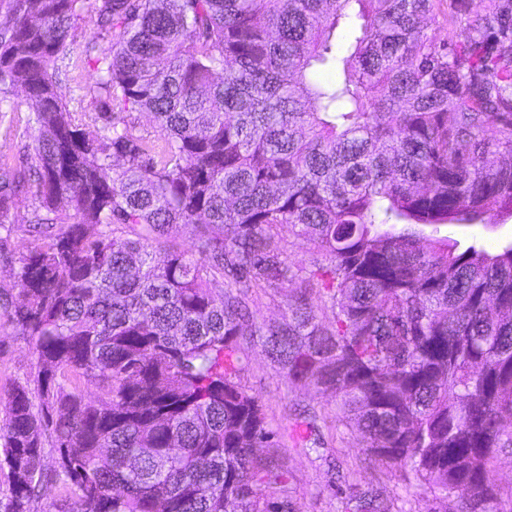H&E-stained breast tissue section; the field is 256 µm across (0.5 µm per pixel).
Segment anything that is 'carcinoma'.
Returning a JSON list of instances; mask_svg holds the SVG:
<instances>
[{"mask_svg": "<svg viewBox=\"0 0 512 512\" xmlns=\"http://www.w3.org/2000/svg\"><path fill=\"white\" fill-rule=\"evenodd\" d=\"M83 2L0 0V104L21 90L36 131L0 167V252L33 176L41 241L10 269L18 294L0 289V330L36 360L0 417V512H38L47 448L76 492L55 512H296L240 382L252 341L335 390L366 456L433 490L425 512H512L493 471L512 447V240L438 236L512 217V0H448L464 43L428 32L436 0H95L80 42ZM83 60L98 79L71 100L150 115L161 149L112 112L83 130L58 92ZM285 233L327 264L295 266ZM258 294L288 318L256 321Z\"/></svg>", "mask_w": 512, "mask_h": 512, "instance_id": "cac0c4a2", "label": "carcinoma"}]
</instances>
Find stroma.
<instances>
[{
	"label": "stroma",
	"instance_id": "1",
	"mask_svg": "<svg viewBox=\"0 0 512 512\" xmlns=\"http://www.w3.org/2000/svg\"><path fill=\"white\" fill-rule=\"evenodd\" d=\"M27 107L0 118V163H13L30 146L35 130ZM242 357L246 368L241 383L257 395L266 421L279 435L288 457L290 498L297 512H344L346 499L329 485L332 469L347 475L354 493H373L390 500L394 512H423L430 493L416 486L405 472H388L376 467L361 450V437L355 427L336 418L333 393L288 383L284 373L272 367L259 347L245 346ZM34 372V358L20 338L0 332V399L25 382ZM311 407L321 418L320 433L313 449L296 445L293 433L295 409Z\"/></svg>",
	"mask_w": 512,
	"mask_h": 512
}]
</instances>
